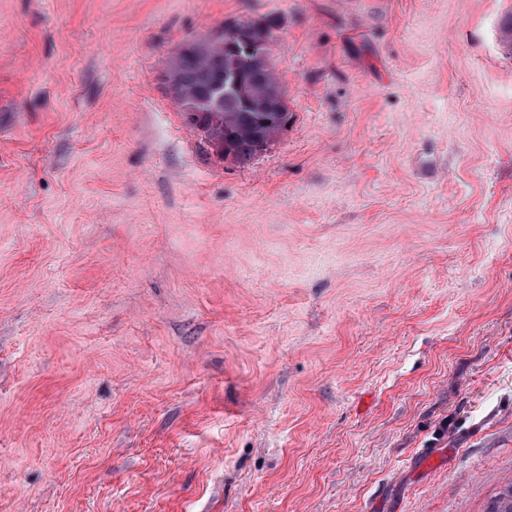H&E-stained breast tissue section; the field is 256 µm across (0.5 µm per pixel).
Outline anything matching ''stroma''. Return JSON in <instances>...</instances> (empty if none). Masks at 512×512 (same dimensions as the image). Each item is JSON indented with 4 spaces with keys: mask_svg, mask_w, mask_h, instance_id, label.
Masks as SVG:
<instances>
[{
    "mask_svg": "<svg viewBox=\"0 0 512 512\" xmlns=\"http://www.w3.org/2000/svg\"><path fill=\"white\" fill-rule=\"evenodd\" d=\"M512 0H0V512H487L512 483ZM270 24L247 165L162 75Z\"/></svg>",
    "mask_w": 512,
    "mask_h": 512,
    "instance_id": "35a3bbf8",
    "label": "stroma"
}]
</instances>
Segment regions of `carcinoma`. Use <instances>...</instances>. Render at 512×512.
<instances>
[{
    "mask_svg": "<svg viewBox=\"0 0 512 512\" xmlns=\"http://www.w3.org/2000/svg\"><path fill=\"white\" fill-rule=\"evenodd\" d=\"M233 57V50L210 43L176 55L170 62V70L174 76V100L181 111L201 103L194 125L204 131L211 143L224 142L225 130L235 131L234 161L243 165L258 153V138L272 129L270 125L261 126L260 120L273 122L275 113L259 111L255 102L272 88L277 76L260 58L245 73V96L217 99L214 92L224 81V72L231 66ZM488 512H512V484L492 501Z\"/></svg>",
    "mask_w": 512,
    "mask_h": 512,
    "instance_id": "obj_1",
    "label": "carcinoma"
}]
</instances>
